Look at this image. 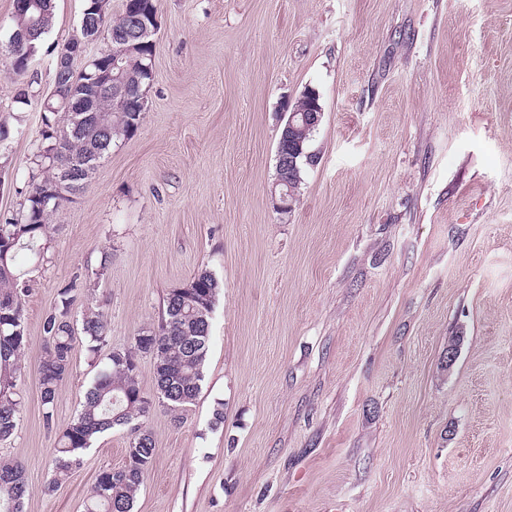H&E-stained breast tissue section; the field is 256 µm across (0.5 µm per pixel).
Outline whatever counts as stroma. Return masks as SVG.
I'll return each mask as SVG.
<instances>
[{"instance_id": "stroma-1", "label": "stroma", "mask_w": 512, "mask_h": 512, "mask_svg": "<svg viewBox=\"0 0 512 512\" xmlns=\"http://www.w3.org/2000/svg\"><path fill=\"white\" fill-rule=\"evenodd\" d=\"M156 5L137 130L51 215L47 261L18 255L22 407L0 459L25 465L23 512H82L129 445L128 429L100 435L47 492L37 364L60 289L75 286L74 317L100 306L124 349L201 270L223 284L201 391L178 425L153 404L157 456L133 512H512V0ZM83 8L54 0L19 76L0 0V221L22 215L40 103ZM308 88L317 161L281 214L277 143ZM72 363L61 425L97 372L84 335Z\"/></svg>"}]
</instances>
